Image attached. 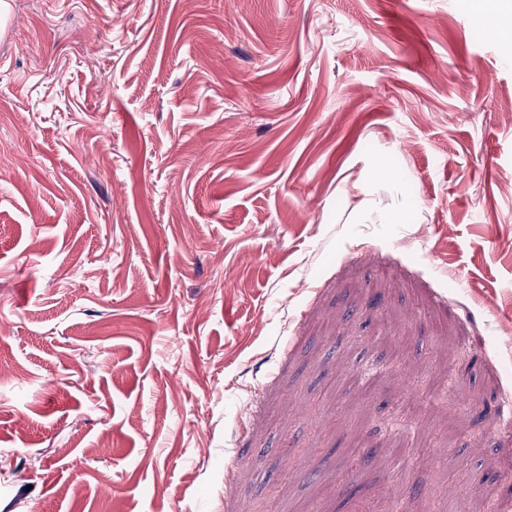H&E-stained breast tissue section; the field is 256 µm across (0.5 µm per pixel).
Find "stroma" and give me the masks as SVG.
Masks as SVG:
<instances>
[{
    "label": "stroma",
    "mask_w": 512,
    "mask_h": 512,
    "mask_svg": "<svg viewBox=\"0 0 512 512\" xmlns=\"http://www.w3.org/2000/svg\"><path fill=\"white\" fill-rule=\"evenodd\" d=\"M0 512H512V0H8Z\"/></svg>",
    "instance_id": "1"
}]
</instances>
